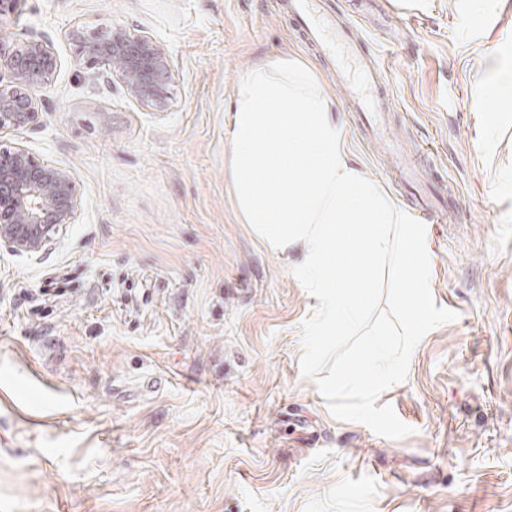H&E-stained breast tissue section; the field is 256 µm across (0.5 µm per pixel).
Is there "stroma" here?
<instances>
[{
	"mask_svg": "<svg viewBox=\"0 0 512 512\" xmlns=\"http://www.w3.org/2000/svg\"><path fill=\"white\" fill-rule=\"evenodd\" d=\"M383 68L390 134L429 147L430 288L455 321L382 393L390 440L302 378L319 301L229 186L236 85L313 66L352 165L392 185L340 78L278 0H19L0 32L52 45L40 124L0 133L68 170L74 224L38 254L0 244V512H512V0H332ZM140 31L172 78L145 107L76 59L72 31Z\"/></svg>",
	"mask_w": 512,
	"mask_h": 512,
	"instance_id": "stroma-1",
	"label": "stroma"
}]
</instances>
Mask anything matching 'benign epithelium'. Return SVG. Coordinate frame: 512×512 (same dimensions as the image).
<instances>
[{
	"label": "benign epithelium",
	"instance_id": "benign-epithelium-1",
	"mask_svg": "<svg viewBox=\"0 0 512 512\" xmlns=\"http://www.w3.org/2000/svg\"><path fill=\"white\" fill-rule=\"evenodd\" d=\"M78 60L118 75L135 100L155 106L171 75L168 50L150 36L123 29L93 37L75 35ZM51 46L39 40L13 43L0 34V131L40 123L37 91L57 70ZM78 208L71 173L45 164L21 146L0 149V243L17 253L36 254L52 236L74 223Z\"/></svg>",
	"mask_w": 512,
	"mask_h": 512
}]
</instances>
